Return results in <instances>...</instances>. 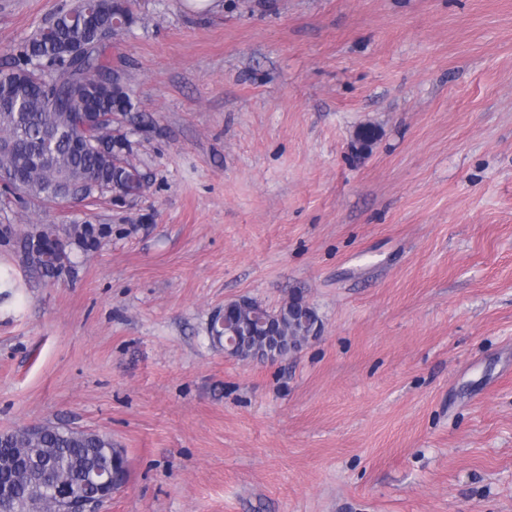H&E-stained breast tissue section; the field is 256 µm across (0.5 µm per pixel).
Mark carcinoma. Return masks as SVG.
<instances>
[{
    "instance_id": "obj_1",
    "label": "carcinoma",
    "mask_w": 512,
    "mask_h": 512,
    "mask_svg": "<svg viewBox=\"0 0 512 512\" xmlns=\"http://www.w3.org/2000/svg\"><path fill=\"white\" fill-rule=\"evenodd\" d=\"M69 11L91 13L94 26H72L58 11L49 26L20 44L6 70H0V180L8 192L27 202L47 205L80 194L92 180L136 189L139 169L127 158L110 156L106 139L125 137L82 133L72 144L69 131L81 108L94 103L105 110L116 103L128 116L134 105L122 80V69L105 54L101 36H113L133 15L130 0L107 10L99 0H77ZM123 450L112 439L45 423L20 426L0 434V486L8 489L0 508L6 512H62L51 498L35 497L31 488L42 481L94 493L84 482L86 467L128 473Z\"/></svg>"
}]
</instances>
